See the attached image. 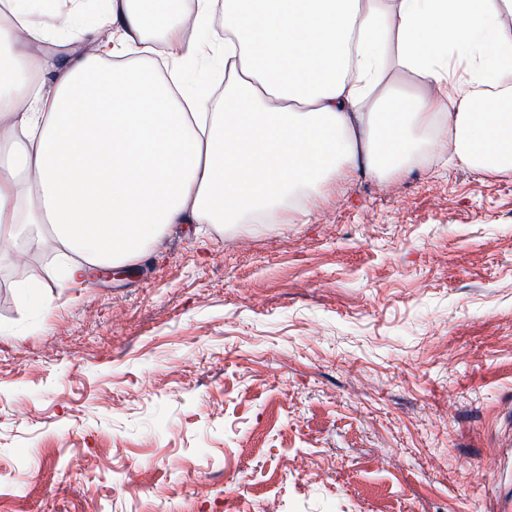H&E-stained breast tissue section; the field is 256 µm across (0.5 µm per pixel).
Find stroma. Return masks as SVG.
<instances>
[{
  "mask_svg": "<svg viewBox=\"0 0 512 512\" xmlns=\"http://www.w3.org/2000/svg\"><path fill=\"white\" fill-rule=\"evenodd\" d=\"M14 244L0 512H512V172L342 176L86 282Z\"/></svg>",
  "mask_w": 512,
  "mask_h": 512,
  "instance_id": "stroma-1",
  "label": "stroma"
}]
</instances>
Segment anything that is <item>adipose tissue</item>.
Returning <instances> with one entry per match:
<instances>
[{"label":"adipose tissue","mask_w":512,"mask_h":512,"mask_svg":"<svg viewBox=\"0 0 512 512\" xmlns=\"http://www.w3.org/2000/svg\"><path fill=\"white\" fill-rule=\"evenodd\" d=\"M179 2L99 0L103 56L86 0H0V243L41 225L70 254L62 281L139 260L173 224L400 171L440 130L454 164L512 172V0ZM188 64L224 66L223 102L183 92Z\"/></svg>","instance_id":"adipose-tissue-1"}]
</instances>
